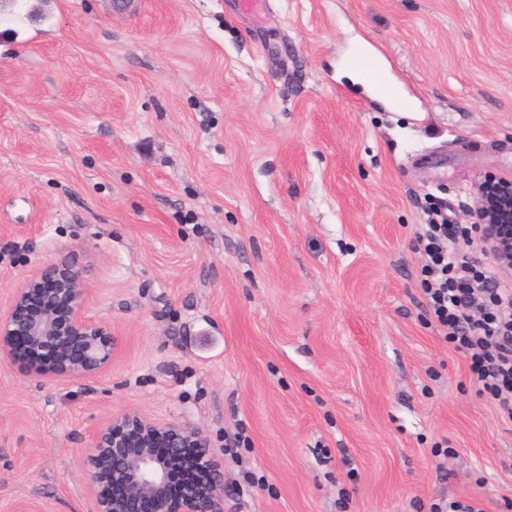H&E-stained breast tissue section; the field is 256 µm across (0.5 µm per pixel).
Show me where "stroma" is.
<instances>
[{
  "instance_id": "1",
  "label": "stroma",
  "mask_w": 512,
  "mask_h": 512,
  "mask_svg": "<svg viewBox=\"0 0 512 512\" xmlns=\"http://www.w3.org/2000/svg\"><path fill=\"white\" fill-rule=\"evenodd\" d=\"M381 57L404 106L353 82ZM512 178V0H5L0 310L82 271L116 348L0 362V512H91L88 430L224 451V512H512V419L426 309L430 204Z\"/></svg>"
}]
</instances>
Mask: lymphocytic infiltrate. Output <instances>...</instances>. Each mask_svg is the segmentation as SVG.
<instances>
[{
	"mask_svg": "<svg viewBox=\"0 0 512 512\" xmlns=\"http://www.w3.org/2000/svg\"><path fill=\"white\" fill-rule=\"evenodd\" d=\"M469 230L447 220L423 225L416 249L422 283L443 336L466 353L480 392L512 418V286L498 282L480 258L455 250Z\"/></svg>",
	"mask_w": 512,
	"mask_h": 512,
	"instance_id": "lymphocytic-infiltrate-1",
	"label": "lymphocytic infiltrate"
}]
</instances>
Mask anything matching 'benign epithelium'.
Returning a JSON list of instances; mask_svg holds the SVG:
<instances>
[{
	"label": "benign epithelium",
	"instance_id": "obj_1",
	"mask_svg": "<svg viewBox=\"0 0 512 512\" xmlns=\"http://www.w3.org/2000/svg\"><path fill=\"white\" fill-rule=\"evenodd\" d=\"M489 228V257L512 269V180L487 176L475 189L471 213ZM81 272L47 263L25 281L0 313V361L27 362L44 356L41 376L68 382L95 376L112 363L115 340L103 318L85 310ZM83 459L87 494L96 512H224V466L217 449L197 426L124 411L93 429ZM194 457V476L178 497L168 492V464Z\"/></svg>",
	"mask_w": 512,
	"mask_h": 512
}]
</instances>
